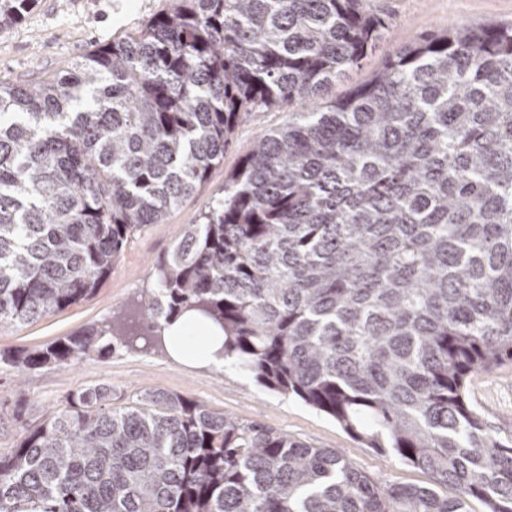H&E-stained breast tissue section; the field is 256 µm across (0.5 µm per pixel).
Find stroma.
<instances>
[{
	"label": "stroma",
	"mask_w": 512,
	"mask_h": 512,
	"mask_svg": "<svg viewBox=\"0 0 512 512\" xmlns=\"http://www.w3.org/2000/svg\"><path fill=\"white\" fill-rule=\"evenodd\" d=\"M370 9L391 17V27L369 53L324 95L345 96L369 80L394 49L425 33L455 23L512 25V0H367ZM168 0H36L20 23L0 29V80L30 82L70 68L91 47L135 31L162 13ZM285 111L253 112L236 127L224 160L209 173L195 195L169 211L161 223L135 234L114 262L95 295L27 324H0V352L35 349L91 325L106 326L113 315L138 306L154 280L152 265L197 222L224 180L256 140L281 126ZM108 384L112 404L135 405L145 393H177L246 423H259L298 442L339 450L355 468L393 486H428L431 474L388 451L368 448L332 417L298 399L260 385L251 374L231 366L217 371L175 360L163 348L145 349L113 341L110 353H87L64 366L17 372L0 364V453L14 448L24 428L36 427L62 408L67 396L83 387ZM469 402L484 413L502 438H512V362L470 378Z\"/></svg>",
	"instance_id": "obj_1"
}]
</instances>
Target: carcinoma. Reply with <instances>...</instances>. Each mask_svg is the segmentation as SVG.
<instances>
[{
	"label": "carcinoma",
	"mask_w": 512,
	"mask_h": 512,
	"mask_svg": "<svg viewBox=\"0 0 512 512\" xmlns=\"http://www.w3.org/2000/svg\"><path fill=\"white\" fill-rule=\"evenodd\" d=\"M33 3L0 0V28ZM389 23L366 0H169L62 74L0 81V323L93 295L247 114L288 111L153 266L138 318L0 363L160 347L196 313L257 382L435 484L382 486L176 393L114 408L102 385L0 454V512H512V441L466 399L512 360V26L451 25L307 107Z\"/></svg>",
	"instance_id": "cac0c4a2"
}]
</instances>
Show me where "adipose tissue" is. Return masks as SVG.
Masks as SVG:
<instances>
[{"mask_svg": "<svg viewBox=\"0 0 512 512\" xmlns=\"http://www.w3.org/2000/svg\"><path fill=\"white\" fill-rule=\"evenodd\" d=\"M175 341L174 354L183 359L202 362L215 369H224L226 362L222 352V333L211 322L199 323L181 319L166 330Z\"/></svg>", "mask_w": 512, "mask_h": 512, "instance_id": "adipose-tissue-1", "label": "adipose tissue"}]
</instances>
